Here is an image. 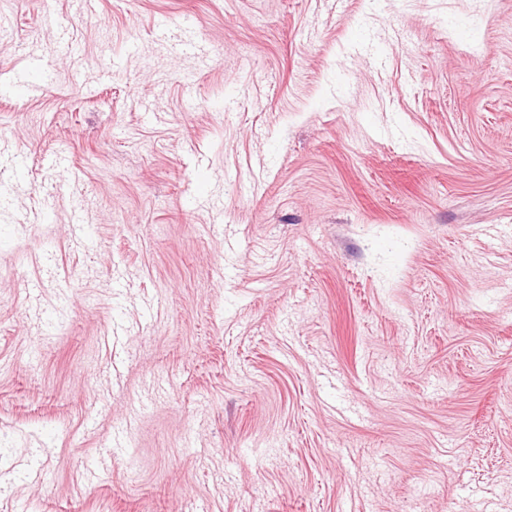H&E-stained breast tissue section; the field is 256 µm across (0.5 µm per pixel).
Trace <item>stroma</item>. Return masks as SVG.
<instances>
[{"label":"stroma","mask_w":512,"mask_h":512,"mask_svg":"<svg viewBox=\"0 0 512 512\" xmlns=\"http://www.w3.org/2000/svg\"><path fill=\"white\" fill-rule=\"evenodd\" d=\"M33 51L0 512H512V0H0Z\"/></svg>","instance_id":"obj_1"}]
</instances>
